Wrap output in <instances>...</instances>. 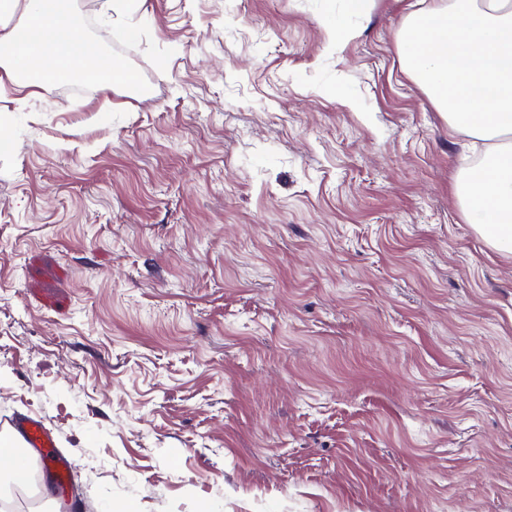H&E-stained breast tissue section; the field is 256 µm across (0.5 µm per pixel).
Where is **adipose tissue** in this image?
Segmentation results:
<instances>
[{"label": "adipose tissue", "instance_id": "1", "mask_svg": "<svg viewBox=\"0 0 512 512\" xmlns=\"http://www.w3.org/2000/svg\"><path fill=\"white\" fill-rule=\"evenodd\" d=\"M57 0H0V77L18 107L46 78L67 70L108 87L120 76L60 22ZM37 27L13 23L16 11ZM404 72L443 115L451 131L482 143L480 162L454 177L464 223L499 254L512 256V0H432L405 16L396 34Z\"/></svg>", "mask_w": 512, "mask_h": 512}]
</instances>
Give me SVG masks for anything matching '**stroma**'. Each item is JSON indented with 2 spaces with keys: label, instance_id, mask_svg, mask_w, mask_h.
<instances>
[{
  "label": "stroma",
  "instance_id": "35a3bbf8",
  "mask_svg": "<svg viewBox=\"0 0 512 512\" xmlns=\"http://www.w3.org/2000/svg\"><path fill=\"white\" fill-rule=\"evenodd\" d=\"M409 3L336 55L350 0H64L137 86L0 85V445L74 487L28 512H512V259ZM322 26L331 35L328 49L330 52H336V55L341 53L344 45L359 33L357 27L347 25L338 18L327 19L322 22ZM10 428L14 431L13 446L8 449V456L15 466V474L24 480L27 478L33 460L32 452L39 454V461L45 464L53 462L57 482L65 486L70 479V469L63 460H55V441L52 433L35 418H29L21 426H17L14 420L9 422Z\"/></svg>",
  "mask_w": 512,
  "mask_h": 512
}]
</instances>
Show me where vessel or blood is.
Wrapping results in <instances>:
<instances>
[{
    "mask_svg": "<svg viewBox=\"0 0 512 512\" xmlns=\"http://www.w3.org/2000/svg\"><path fill=\"white\" fill-rule=\"evenodd\" d=\"M55 441L52 433L35 418L28 419L15 427L13 446L8 455L15 466L18 478H27L33 462H51L55 465L57 482L66 485L70 479V469L64 461L54 456Z\"/></svg>",
    "mask_w": 512,
    "mask_h": 512,
    "instance_id": "b4317fda",
    "label": "vessel or blood"
}]
</instances>
